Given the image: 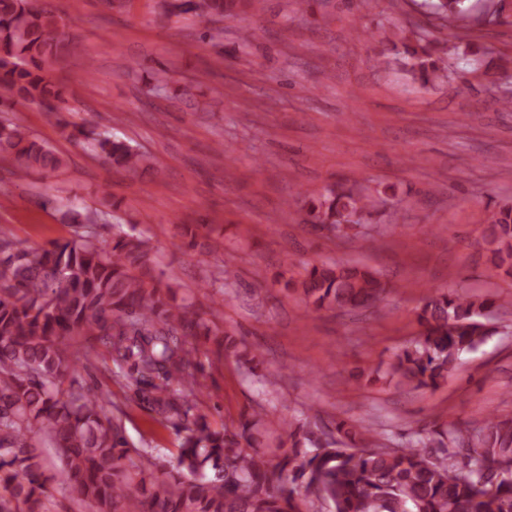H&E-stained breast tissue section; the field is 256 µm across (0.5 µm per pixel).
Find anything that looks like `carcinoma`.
I'll use <instances>...</instances> for the list:
<instances>
[{
    "label": "carcinoma",
    "instance_id": "carcinoma-1",
    "mask_svg": "<svg viewBox=\"0 0 512 512\" xmlns=\"http://www.w3.org/2000/svg\"><path fill=\"white\" fill-rule=\"evenodd\" d=\"M264 0H187L201 23L235 17ZM432 14L467 28L466 0H434ZM69 43L62 18L34 0H0V112L17 101L59 115L63 88L42 63ZM414 81L448 80L460 46L402 37ZM89 144L112 167L135 173L147 158L130 143L98 133ZM0 162L18 177L54 173L64 155L21 125L0 122ZM381 195L348 179L304 200L313 230L357 237ZM79 231L65 242L30 251L0 234V512H44L59 493L93 512H512V417L491 413L464 434L419 427L392 447L371 426L343 420L323 429L261 414L213 427L200 398L196 343L214 338V354L256 369L257 355L161 288L147 242L123 231L112 248L93 236L94 218L65 212ZM483 240L491 263L512 279V204L488 211ZM293 289L315 311L369 308L387 292L373 269L336 261L304 268ZM488 297L437 288L424 297L419 336L396 355L388 375L408 390L448 382L460 356L491 334L482 321ZM107 347L114 375L141 407L180 436L176 466L133 460L120 418L77 380L79 368ZM61 463L45 475V449Z\"/></svg>",
    "mask_w": 512,
    "mask_h": 512
}]
</instances>
